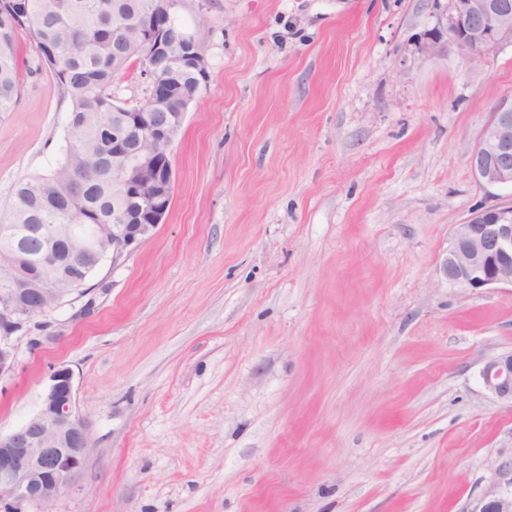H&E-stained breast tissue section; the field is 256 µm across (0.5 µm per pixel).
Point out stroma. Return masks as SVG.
Here are the masks:
<instances>
[{"label": "stroma", "instance_id": "obj_1", "mask_svg": "<svg viewBox=\"0 0 512 512\" xmlns=\"http://www.w3.org/2000/svg\"><path fill=\"white\" fill-rule=\"evenodd\" d=\"M208 79L155 235L17 336L0 432L75 374L91 438L53 512H463L512 458L479 370L512 351V288L448 286L455 225L512 197L470 155L512 94V48L426 57L431 0H183ZM0 214L64 159L70 100L18 37ZM151 80L134 65L114 101ZM91 313H84L86 301Z\"/></svg>", "mask_w": 512, "mask_h": 512}]
</instances>
